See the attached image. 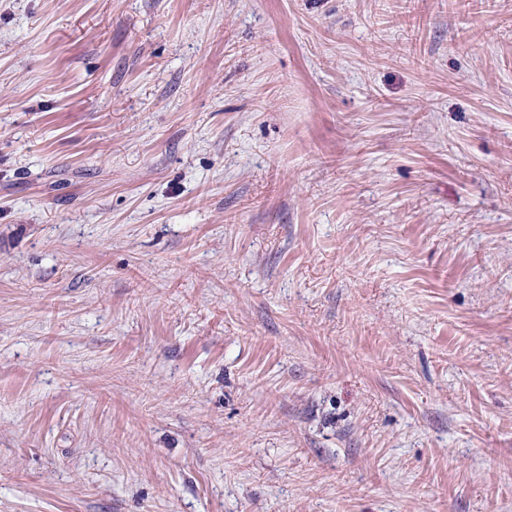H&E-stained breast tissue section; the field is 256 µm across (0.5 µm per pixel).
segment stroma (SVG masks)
Segmentation results:
<instances>
[{
	"mask_svg": "<svg viewBox=\"0 0 512 512\" xmlns=\"http://www.w3.org/2000/svg\"><path fill=\"white\" fill-rule=\"evenodd\" d=\"M0 512H512V0H0Z\"/></svg>",
	"mask_w": 512,
	"mask_h": 512,
	"instance_id": "obj_1",
	"label": "stroma"
}]
</instances>
